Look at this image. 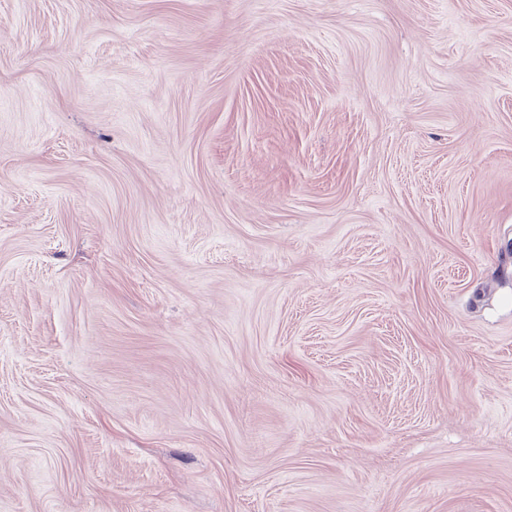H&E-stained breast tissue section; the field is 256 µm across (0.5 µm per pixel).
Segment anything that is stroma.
Segmentation results:
<instances>
[{
  "label": "stroma",
  "mask_w": 512,
  "mask_h": 512,
  "mask_svg": "<svg viewBox=\"0 0 512 512\" xmlns=\"http://www.w3.org/2000/svg\"><path fill=\"white\" fill-rule=\"evenodd\" d=\"M0 512H512V0H0Z\"/></svg>",
  "instance_id": "stroma-1"
}]
</instances>
